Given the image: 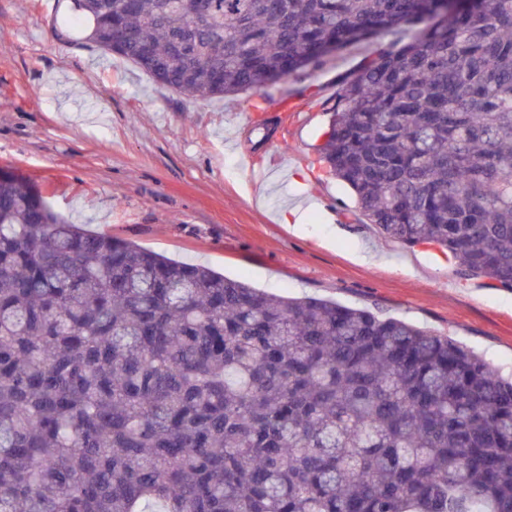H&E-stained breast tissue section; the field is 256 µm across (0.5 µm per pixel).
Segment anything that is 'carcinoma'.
Returning <instances> with one entry per match:
<instances>
[{"mask_svg": "<svg viewBox=\"0 0 512 512\" xmlns=\"http://www.w3.org/2000/svg\"><path fill=\"white\" fill-rule=\"evenodd\" d=\"M157 85L220 99L389 33L320 158L363 223L512 290V0H73ZM0 512H512V381L367 308L71 224L0 174Z\"/></svg>", "mask_w": 512, "mask_h": 512, "instance_id": "carcinoma-1", "label": "carcinoma"}]
</instances>
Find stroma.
Masks as SVG:
<instances>
[{"label": "stroma", "mask_w": 512, "mask_h": 512, "mask_svg": "<svg viewBox=\"0 0 512 512\" xmlns=\"http://www.w3.org/2000/svg\"><path fill=\"white\" fill-rule=\"evenodd\" d=\"M73 14L71 0H0V170L73 223L269 293L413 322L512 375V292L357 223L351 190L320 160L338 79L364 49L258 94L191 100L102 57ZM285 100L305 109L282 124ZM254 106L271 134L240 123ZM287 205L300 223L278 222Z\"/></svg>", "instance_id": "obj_1"}]
</instances>
